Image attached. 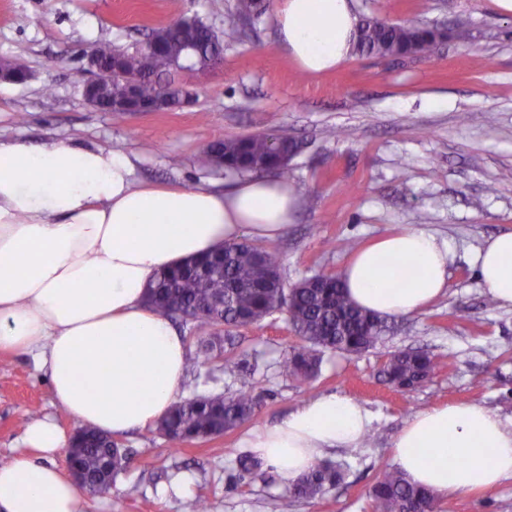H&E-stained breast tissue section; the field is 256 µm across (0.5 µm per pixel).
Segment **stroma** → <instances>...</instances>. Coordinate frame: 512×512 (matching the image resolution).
Returning a JSON list of instances; mask_svg holds the SVG:
<instances>
[{
    "label": "stroma",
    "instance_id": "35a3bbf8",
    "mask_svg": "<svg viewBox=\"0 0 512 512\" xmlns=\"http://www.w3.org/2000/svg\"><path fill=\"white\" fill-rule=\"evenodd\" d=\"M276 2L267 0L268 10L225 46L222 65L180 74L197 93L192 106L118 120L83 100L85 52L101 38L139 45L154 27L182 17L223 30L236 0H0V58H24L34 74L24 84H0V138L37 147L92 143L127 154L139 181L221 187L234 178L204 165L207 143L288 130L301 146L288 180L300 205L287 232L266 244L286 283L319 269L340 272L354 246L420 228L449 245L448 290L420 313L388 319L371 351L325 353L309 381L280 369L296 341L285 313L232 330L215 363L186 369L183 396L248 390L257 418L178 448L154 427L118 436L132 461L109 490L82 492L85 512H184L196 497L208 512H370L368 492L393 467L391 441L413 414L472 401L512 421V308L488 303L474 266L483 243L512 228V17L491 0H355L358 15L434 26L452 37L429 57L354 54L336 70L310 75L278 43ZM409 347L440 357L443 367L415 390L398 392L379 369L387 353ZM332 392L373 416L360 447L320 454L348 464L343 483L303 499L272 467L260 478L241 471L247 434ZM45 416L66 434L78 427L29 356L0 352V462L22 450L26 424ZM181 477L185 490L171 492ZM437 503V512H512V478Z\"/></svg>",
    "mask_w": 512,
    "mask_h": 512
}]
</instances>
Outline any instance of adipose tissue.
Listing matches in <instances>:
<instances>
[{
  "instance_id": "ef3b65f1",
  "label": "adipose tissue",
  "mask_w": 512,
  "mask_h": 512,
  "mask_svg": "<svg viewBox=\"0 0 512 512\" xmlns=\"http://www.w3.org/2000/svg\"><path fill=\"white\" fill-rule=\"evenodd\" d=\"M275 24L302 70L331 71L353 51L355 0H279ZM299 204L297 190L273 176L223 191L157 187L137 182L118 152L0 141V350L32 355L81 426L118 435L155 425L180 395L188 352L170 320L146 304L147 287L242 236L277 239ZM409 260L421 275L396 282L394 264ZM448 262L446 244L407 229L360 248L341 275L359 307L404 316L445 294ZM475 265L495 302L512 307V231L488 239ZM370 424L362 403L326 393L256 429L246 445L293 481L319 451L360 447ZM22 442L0 464V512H75L78 491L54 462L65 433L37 419ZM391 454L436 494L489 490L512 477V426L476 402L437 405L404 423Z\"/></svg>"
}]
</instances>
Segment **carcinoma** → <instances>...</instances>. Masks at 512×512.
<instances>
[{
  "mask_svg": "<svg viewBox=\"0 0 512 512\" xmlns=\"http://www.w3.org/2000/svg\"><path fill=\"white\" fill-rule=\"evenodd\" d=\"M265 11L264 0H237L235 17L218 34L200 20H194L193 38L205 61L219 53L224 43L239 39L240 23L258 18ZM181 35L165 28L152 30L151 43L133 48H117L106 39L97 42L95 53L120 57L127 74L136 79L141 95L152 99L162 84H176L183 51ZM434 31L421 24H390L366 17L359 26L356 51L361 55L396 56L415 44L429 55L434 50ZM286 149L294 138L284 131L273 137ZM265 135L228 137L207 145L206 161L217 155L224 173L262 175L273 173L288 179V161L278 157L277 148ZM278 257L265 247L249 242L222 246L217 254L161 273L149 290L150 302L169 317L181 314L198 329L201 338L192 366L215 359L222 339L217 327H240L262 321L277 311H286L288 325L298 337L284 352L281 367L290 377H315L325 352L361 354L374 348L386 330L385 321L372 315L348 298L338 275L318 271L291 287L278 279ZM441 368L437 358L416 348L388 354L380 373L384 382L397 390H412L434 376ZM258 414L250 393L230 397L200 395L173 407L158 424L168 442L180 447L192 441L210 440L229 433ZM106 441L90 437L80 458L90 482L101 475ZM347 465L314 460L309 470L291 484L297 498L314 499L325 495L343 481ZM436 497L429 490L408 481L396 468L387 469L369 491L371 512H426L434 508Z\"/></svg>",
  "mask_w": 512,
  "mask_h": 512,
  "instance_id": "cac0c4a2",
  "label": "carcinoma"
}]
</instances>
